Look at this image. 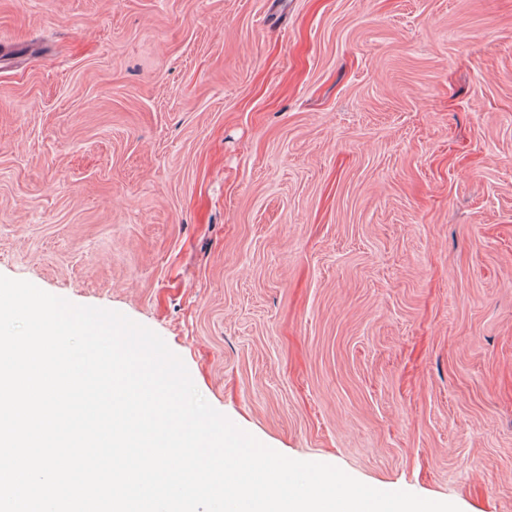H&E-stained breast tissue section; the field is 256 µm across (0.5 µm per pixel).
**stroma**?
Instances as JSON below:
<instances>
[{"mask_svg":"<svg viewBox=\"0 0 512 512\" xmlns=\"http://www.w3.org/2000/svg\"><path fill=\"white\" fill-rule=\"evenodd\" d=\"M0 275L288 457L512 512V0H0Z\"/></svg>","mask_w":512,"mask_h":512,"instance_id":"stroma-1","label":"stroma"}]
</instances>
